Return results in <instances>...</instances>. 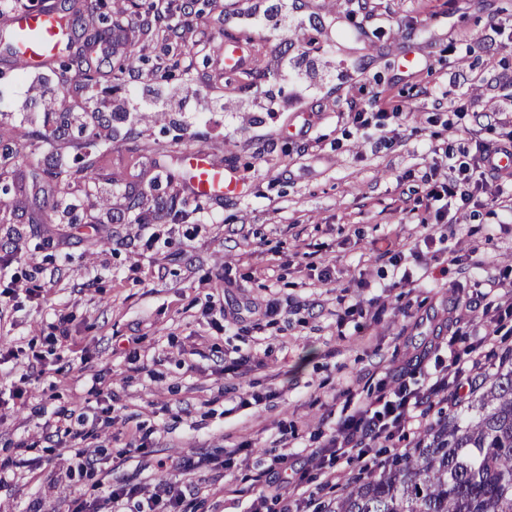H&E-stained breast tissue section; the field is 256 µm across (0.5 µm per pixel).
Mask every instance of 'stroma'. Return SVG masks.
Masks as SVG:
<instances>
[{
    "label": "stroma",
    "instance_id": "obj_1",
    "mask_svg": "<svg viewBox=\"0 0 512 512\" xmlns=\"http://www.w3.org/2000/svg\"><path fill=\"white\" fill-rule=\"evenodd\" d=\"M180 2L141 0L178 25L169 46L123 32L137 81L117 77L119 53L100 58L92 85L73 54L64 75L0 68V142L21 150L0 167V282L15 294L0 311V512L98 497L45 423L77 428L107 406L90 443L99 476L148 495L193 482L195 512H249L291 467L326 500L307 459L337 420L378 380L427 386L451 363L452 331L483 332L486 302L512 311V293L484 297L512 268V214L487 204L425 225L421 183L430 146L505 130L512 0H199L188 15ZM247 32L263 66L227 77L224 42ZM407 51L416 69L401 68ZM386 101L399 114L354 123ZM93 106L104 122L87 139ZM195 147L240 193L191 199L181 152ZM56 164L63 181H33ZM169 195L175 220L156 207ZM469 252L483 268L448 261ZM401 266L426 276L395 287ZM36 273L46 288L32 299ZM60 313L69 335L57 340Z\"/></svg>",
    "mask_w": 512,
    "mask_h": 512
}]
</instances>
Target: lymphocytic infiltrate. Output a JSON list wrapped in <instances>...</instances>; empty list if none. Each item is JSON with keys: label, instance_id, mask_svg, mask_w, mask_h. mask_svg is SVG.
I'll list each match as a JSON object with an SVG mask.
<instances>
[{"label": "lymphocytic infiltrate", "instance_id": "lymphocytic-infiltrate-1", "mask_svg": "<svg viewBox=\"0 0 512 512\" xmlns=\"http://www.w3.org/2000/svg\"><path fill=\"white\" fill-rule=\"evenodd\" d=\"M507 148H512V130L503 133L495 143H477L474 154L466 161L459 160L451 145L432 146V164L422 177L430 223L452 224L451 208L456 203L478 207L489 201L512 212V194L505 190L506 184L512 183V171L497 172L491 166L492 154ZM495 353L493 335L488 332L463 350L451 351V369H436L426 389L410 388L403 381L394 386L379 385L373 400L360 404L340 420L327 443L312 450L309 464L321 469L334 458H358L366 454L372 442H390L403 436L420 418L426 417L435 398L457 405L463 403L473 391L475 372L485 369ZM98 487L105 502L133 500L137 512H191L189 505L196 495L193 484L169 481L159 484L145 499L135 484L102 481Z\"/></svg>", "mask_w": 512, "mask_h": 512}]
</instances>
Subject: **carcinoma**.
I'll use <instances>...</instances> for the list:
<instances>
[{"mask_svg":"<svg viewBox=\"0 0 512 512\" xmlns=\"http://www.w3.org/2000/svg\"><path fill=\"white\" fill-rule=\"evenodd\" d=\"M318 512H512V367L464 415L355 475Z\"/></svg>","mask_w":512,"mask_h":512,"instance_id":"carcinoma-1","label":"carcinoma"}]
</instances>
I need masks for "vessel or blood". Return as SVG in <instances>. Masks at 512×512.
I'll use <instances>...</instances> for the list:
<instances>
[{
    "instance_id": "1",
    "label": "vessel or blood",
    "mask_w": 512,
    "mask_h": 512,
    "mask_svg": "<svg viewBox=\"0 0 512 512\" xmlns=\"http://www.w3.org/2000/svg\"><path fill=\"white\" fill-rule=\"evenodd\" d=\"M70 39L69 19L55 6L18 10L0 26V66L21 71L53 69L58 58L70 49ZM256 66L250 41L237 38L225 43V74L236 75ZM182 159L191 172L190 190L195 198L210 200L235 194L234 180L208 149L184 150Z\"/></svg>"
}]
</instances>
